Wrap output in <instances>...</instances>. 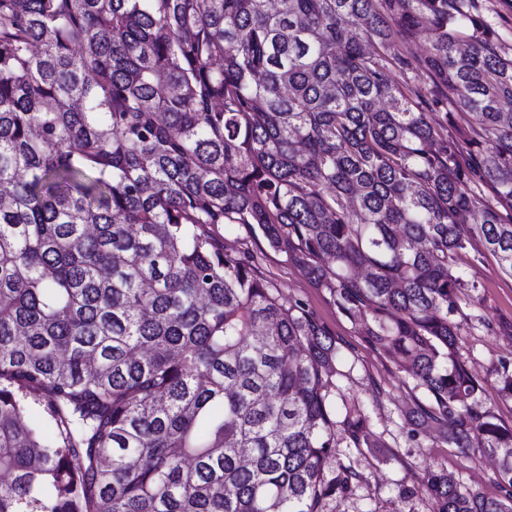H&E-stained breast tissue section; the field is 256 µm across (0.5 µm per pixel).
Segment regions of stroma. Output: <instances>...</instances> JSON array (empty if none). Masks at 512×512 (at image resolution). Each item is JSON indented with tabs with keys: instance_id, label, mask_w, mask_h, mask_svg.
Instances as JSON below:
<instances>
[{
	"instance_id": "1",
	"label": "stroma",
	"mask_w": 512,
	"mask_h": 512,
	"mask_svg": "<svg viewBox=\"0 0 512 512\" xmlns=\"http://www.w3.org/2000/svg\"><path fill=\"white\" fill-rule=\"evenodd\" d=\"M475 13L488 21L498 36L501 52L512 56V0H472ZM429 47L427 33L399 44L404 68H392L396 81H408L418 96L429 101V117L444 122L456 104H436L429 79L417 68ZM226 249L254 256V271L273 285L284 301H300L336 342L339 372L334 382L346 399L363 406L378 441L374 448L339 447L332 467L352 466L359 474L352 492L327 501L326 512H434L423 483L427 471L452 473L471 492L500 497L497 463L482 449L461 454L448 444L432 422L411 430L405 414L426 396L408 374L359 335L355 322L330 294L316 288L285 254L273 251L262 235L247 226L219 227ZM466 282L477 283L461 305V334L456 345L460 362L482 383L483 400L499 422L512 426V400L501 399L494 387V370L512 362V276L504 274L495 256L471 242L458 267Z\"/></svg>"
}]
</instances>
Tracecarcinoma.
<instances>
[{
  "label": "carcinoma",
  "mask_w": 512,
  "mask_h": 512,
  "mask_svg": "<svg viewBox=\"0 0 512 512\" xmlns=\"http://www.w3.org/2000/svg\"><path fill=\"white\" fill-rule=\"evenodd\" d=\"M473 151L396 82L397 41ZM512 57L468 0H0V512H325L375 446L336 344L224 248L244 224L397 360L512 512V428L455 358L473 240L512 275ZM512 399V365L495 370ZM48 426L33 423L31 405Z\"/></svg>",
  "instance_id": "carcinoma-1"
}]
</instances>
